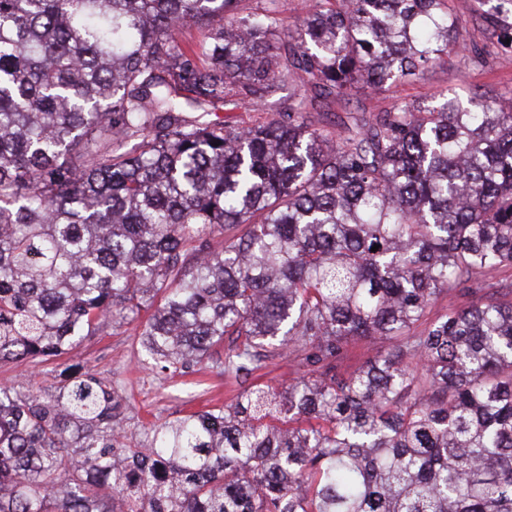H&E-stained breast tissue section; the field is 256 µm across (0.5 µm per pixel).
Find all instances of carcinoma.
I'll return each mask as SVG.
<instances>
[{
	"label": "carcinoma",
	"instance_id": "1",
	"mask_svg": "<svg viewBox=\"0 0 512 512\" xmlns=\"http://www.w3.org/2000/svg\"><path fill=\"white\" fill-rule=\"evenodd\" d=\"M511 1L482 13L510 48ZM244 2L0 0V361L144 312L150 370L203 367L226 336L228 373L275 341L304 368L139 448L78 364L43 394L1 385L0 512H512V297L491 279L512 268V97L313 129L325 100L484 50L455 43L449 0L296 21ZM236 102L277 116L212 118ZM447 293L465 306L414 331ZM357 338L379 347L342 375Z\"/></svg>",
	"mask_w": 512,
	"mask_h": 512
}]
</instances>
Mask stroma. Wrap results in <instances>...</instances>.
I'll list each match as a JSON object with an SVG mask.
<instances>
[{
    "instance_id": "35a3bbf8",
    "label": "stroma",
    "mask_w": 512,
    "mask_h": 512,
    "mask_svg": "<svg viewBox=\"0 0 512 512\" xmlns=\"http://www.w3.org/2000/svg\"><path fill=\"white\" fill-rule=\"evenodd\" d=\"M452 5L460 18L454 33L457 42L488 47L486 63L473 62L460 54L449 56L446 63L398 85L393 96L373 93L354 96L347 103L321 104L309 114L311 126L333 124L338 115L348 111H378L388 106L394 96L424 101L451 85L464 91L473 88L489 97L512 90V50L493 45L490 28L479 20L483 5L479 0H452ZM139 331L140 323L136 320L114 324L112 329L90 337L61 360L66 364H83L112 382L122 398L128 440L134 445L143 442L144 429L151 424L230 404L250 382L281 386L292 383L302 372L298 354L289 348L269 353L263 368L250 379L225 373L224 356L220 353L199 370L175 375L153 372L143 364ZM58 363L49 361L32 368L0 362V385L24 383L36 390L47 389L56 381Z\"/></svg>"
}]
</instances>
